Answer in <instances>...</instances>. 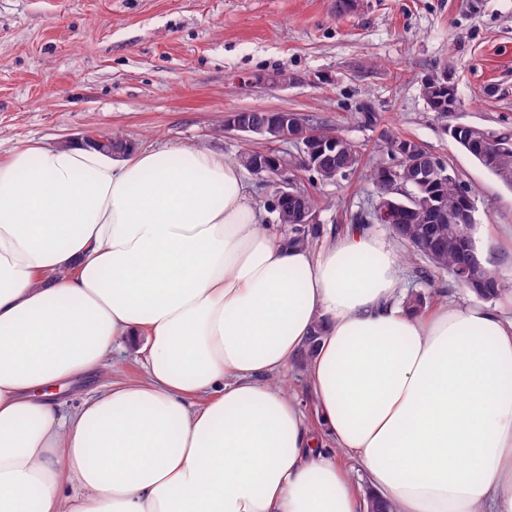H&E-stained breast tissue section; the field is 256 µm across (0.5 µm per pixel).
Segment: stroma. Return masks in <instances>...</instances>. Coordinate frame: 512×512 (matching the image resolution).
<instances>
[{
    "label": "stroma",
    "mask_w": 512,
    "mask_h": 512,
    "mask_svg": "<svg viewBox=\"0 0 512 512\" xmlns=\"http://www.w3.org/2000/svg\"><path fill=\"white\" fill-rule=\"evenodd\" d=\"M447 69L461 106L430 111L421 81ZM284 70L287 88L266 84ZM371 108L376 124L358 114ZM275 109L326 122L363 152L349 179L316 185L322 234L368 219L366 168L386 160L385 133L418 141L469 188L476 238L512 287V188L451 141L449 124L512 129V0H0V159L28 143L95 131L159 149L190 145L233 158L261 140L225 133L232 112ZM141 341L66 387L142 373Z\"/></svg>",
    "instance_id": "stroma-1"
}]
</instances>
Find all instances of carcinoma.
Instances as JSON below:
<instances>
[{"instance_id": "obj_1", "label": "carcinoma", "mask_w": 512, "mask_h": 512, "mask_svg": "<svg viewBox=\"0 0 512 512\" xmlns=\"http://www.w3.org/2000/svg\"><path fill=\"white\" fill-rule=\"evenodd\" d=\"M424 98L440 101L448 105V100L459 101L457 89L447 87L442 74L427 75L421 84ZM288 119L315 132L314 143L336 145L333 157L322 164L313 166L309 172L313 178L331 183L355 173L362 164V152L356 145L340 136L335 128L326 124H312L300 112L288 113ZM448 136L479 165L493 174L503 184L512 187V130L492 129L477 126L475 129L456 131L448 129ZM384 149L391 162H378L372 166L370 181L373 187L392 184L388 193L390 203L398 210V223L404 225L401 232L392 231L393 236L406 248L409 260L423 262L419 267V277L431 282L430 270L448 272L452 281L461 288L468 289L482 300L498 298L503 288L494 264L485 260L471 275L465 273L466 252L458 238L448 233V227L456 224V219L464 215L461 208L463 195L468 193L458 175L418 141L394 133L386 135ZM424 158L437 169L436 175L427 183L415 180L414 167L410 160ZM442 204L446 208L445 217L434 221L429 210ZM320 235L317 224H289V241L303 247H311Z\"/></svg>"}]
</instances>
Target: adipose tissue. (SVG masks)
<instances>
[{"label":"adipose tissue","mask_w":512,"mask_h":512,"mask_svg":"<svg viewBox=\"0 0 512 512\" xmlns=\"http://www.w3.org/2000/svg\"><path fill=\"white\" fill-rule=\"evenodd\" d=\"M403 299L395 243L289 244L224 155L22 147L0 163V512H512V309ZM318 325L310 416L274 379ZM132 336L142 377L67 408Z\"/></svg>","instance_id":"adipose-tissue-1"}]
</instances>
